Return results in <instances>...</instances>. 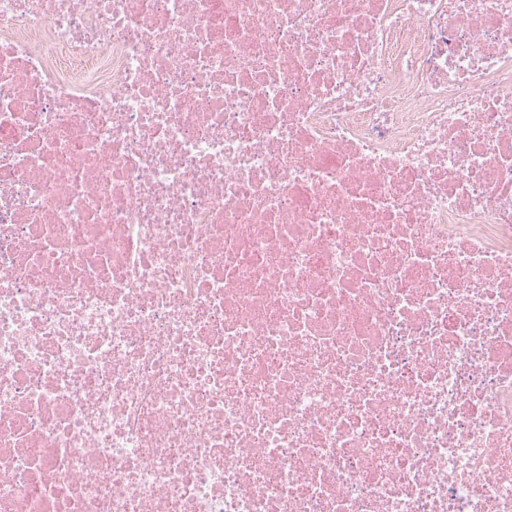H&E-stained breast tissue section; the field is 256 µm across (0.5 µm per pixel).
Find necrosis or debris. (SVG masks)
Masks as SVG:
<instances>
[{"mask_svg":"<svg viewBox=\"0 0 512 512\" xmlns=\"http://www.w3.org/2000/svg\"><path fill=\"white\" fill-rule=\"evenodd\" d=\"M0 512H512V0H0Z\"/></svg>","mask_w":512,"mask_h":512,"instance_id":"1","label":"necrosis or debris"}]
</instances>
